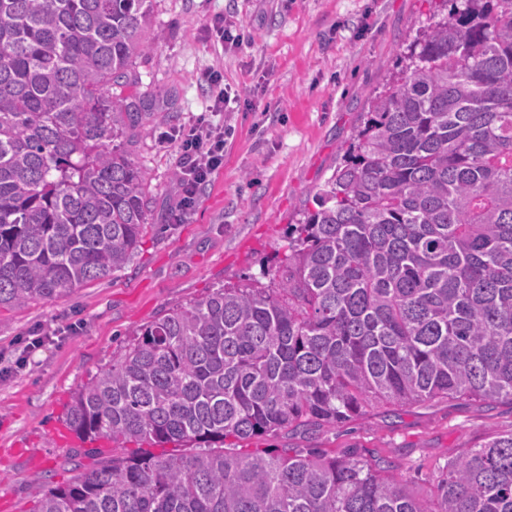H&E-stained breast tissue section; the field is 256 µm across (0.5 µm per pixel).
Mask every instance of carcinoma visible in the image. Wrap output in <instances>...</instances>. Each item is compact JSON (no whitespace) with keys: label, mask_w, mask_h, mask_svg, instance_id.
Masks as SVG:
<instances>
[{"label":"carcinoma","mask_w":512,"mask_h":512,"mask_svg":"<svg viewBox=\"0 0 512 512\" xmlns=\"http://www.w3.org/2000/svg\"><path fill=\"white\" fill-rule=\"evenodd\" d=\"M152 2L0 0V306L137 252L145 177L106 142L151 111ZM442 2L278 265L136 328L78 390L66 425L114 453L33 512H512V431L428 497L355 452L225 447L373 404L512 401V0Z\"/></svg>","instance_id":"obj_1"}]
</instances>
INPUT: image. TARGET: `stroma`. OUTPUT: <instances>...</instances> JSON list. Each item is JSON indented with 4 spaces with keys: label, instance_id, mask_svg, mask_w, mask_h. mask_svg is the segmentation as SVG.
<instances>
[{
    "label": "stroma",
    "instance_id": "1",
    "mask_svg": "<svg viewBox=\"0 0 512 512\" xmlns=\"http://www.w3.org/2000/svg\"><path fill=\"white\" fill-rule=\"evenodd\" d=\"M432 0H153L139 91L159 123L120 147L149 191L133 260L53 300L0 307V512H32L46 486L73 480L80 443L64 414L75 392L131 341L136 326L216 288L259 275L288 227L341 162L361 113L428 23ZM244 37L219 42L215 17ZM224 75L228 101L211 111L206 72ZM228 128L224 164L194 206L179 207L173 128L200 115ZM43 345L29 350L33 338ZM512 431V402L454 398L375 405L336 428L280 433L263 447L356 448L428 496L448 461L490 433Z\"/></svg>",
    "mask_w": 512,
    "mask_h": 512
}]
</instances>
